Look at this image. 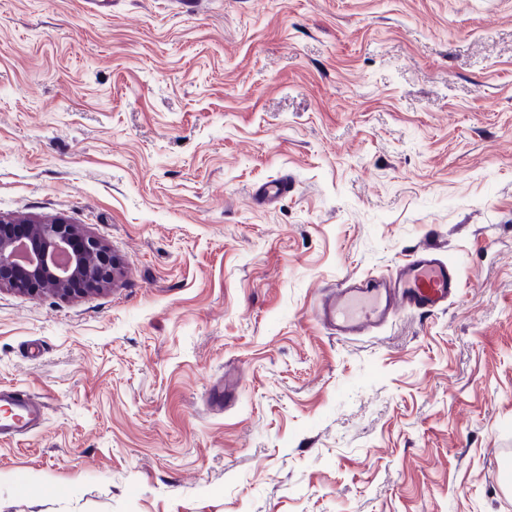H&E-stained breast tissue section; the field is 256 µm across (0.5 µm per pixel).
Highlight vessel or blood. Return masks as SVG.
<instances>
[{
  "label": "vessel or blood",
  "instance_id": "1",
  "mask_svg": "<svg viewBox=\"0 0 512 512\" xmlns=\"http://www.w3.org/2000/svg\"><path fill=\"white\" fill-rule=\"evenodd\" d=\"M461 288L457 267L440 258L436 248L422 247L386 275L349 276L319 303L316 316L340 339L363 336L387 325L402 311L430 315L445 310ZM0 438L28 434L44 421L42 404L27 391L0 388Z\"/></svg>",
  "mask_w": 512,
  "mask_h": 512
}]
</instances>
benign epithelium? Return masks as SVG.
I'll return each instance as SVG.
<instances>
[{"label": "benign epithelium", "mask_w": 512, "mask_h": 512, "mask_svg": "<svg viewBox=\"0 0 512 512\" xmlns=\"http://www.w3.org/2000/svg\"><path fill=\"white\" fill-rule=\"evenodd\" d=\"M117 263L97 240L64 220L17 224L0 215V289L71 296L107 283Z\"/></svg>", "instance_id": "benign-epithelium-1"}]
</instances>
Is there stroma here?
<instances>
[{"label":"stroma","mask_w":512,"mask_h":512,"mask_svg":"<svg viewBox=\"0 0 512 512\" xmlns=\"http://www.w3.org/2000/svg\"><path fill=\"white\" fill-rule=\"evenodd\" d=\"M0 215L119 262L0 291V512H512V0H0ZM427 244L446 310L316 320ZM0 406L12 411L10 416L0 418L1 439L29 434L43 424V406L26 390L1 387Z\"/></svg>","instance_id":"1"}]
</instances>
